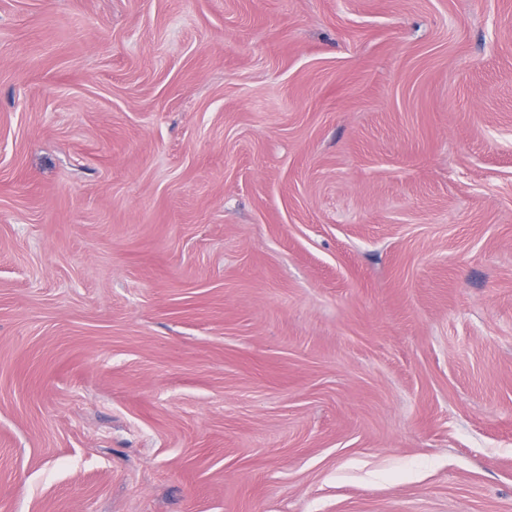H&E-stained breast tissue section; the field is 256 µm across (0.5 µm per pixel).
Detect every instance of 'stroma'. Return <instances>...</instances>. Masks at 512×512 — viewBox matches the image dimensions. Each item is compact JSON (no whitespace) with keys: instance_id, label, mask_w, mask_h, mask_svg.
I'll return each instance as SVG.
<instances>
[{"instance_id":"1","label":"stroma","mask_w":512,"mask_h":512,"mask_svg":"<svg viewBox=\"0 0 512 512\" xmlns=\"http://www.w3.org/2000/svg\"><path fill=\"white\" fill-rule=\"evenodd\" d=\"M0 512H512V0H0Z\"/></svg>"}]
</instances>
